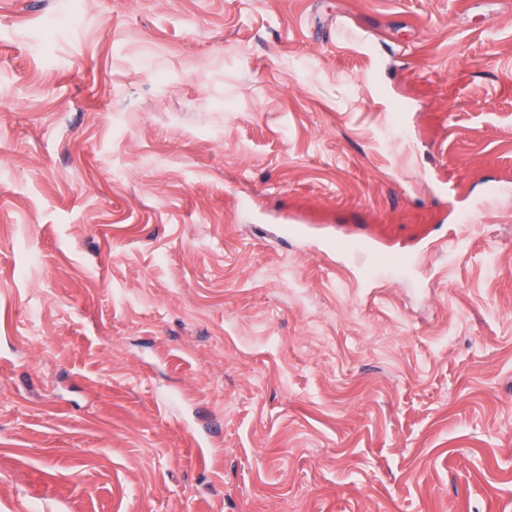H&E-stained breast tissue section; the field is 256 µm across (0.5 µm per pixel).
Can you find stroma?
I'll use <instances>...</instances> for the list:
<instances>
[{"mask_svg":"<svg viewBox=\"0 0 512 512\" xmlns=\"http://www.w3.org/2000/svg\"><path fill=\"white\" fill-rule=\"evenodd\" d=\"M71 2L0 0V512H512V0Z\"/></svg>","mask_w":512,"mask_h":512,"instance_id":"35a3bbf8","label":"stroma"}]
</instances>
